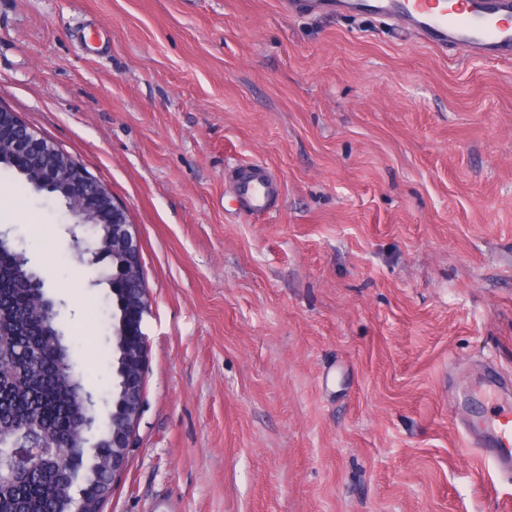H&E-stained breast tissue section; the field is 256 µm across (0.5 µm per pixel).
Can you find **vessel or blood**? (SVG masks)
I'll list each match as a JSON object with an SVG mask.
<instances>
[{
	"label": "vessel or blood",
	"instance_id": "1",
	"mask_svg": "<svg viewBox=\"0 0 512 512\" xmlns=\"http://www.w3.org/2000/svg\"><path fill=\"white\" fill-rule=\"evenodd\" d=\"M303 13L373 15L400 23L435 48L462 46L473 53L512 61V0H287ZM240 212L276 207L280 186L265 165L252 163L229 174ZM470 448L489 470L512 480V406L502 405L482 424L466 429Z\"/></svg>",
	"mask_w": 512,
	"mask_h": 512
}]
</instances>
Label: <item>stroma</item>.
Returning <instances> with one entry per match:
<instances>
[{"instance_id": "stroma-1", "label": "stroma", "mask_w": 512, "mask_h": 512, "mask_svg": "<svg viewBox=\"0 0 512 512\" xmlns=\"http://www.w3.org/2000/svg\"><path fill=\"white\" fill-rule=\"evenodd\" d=\"M0 106L123 204L151 313L102 512H503L463 425L512 376V62L283 0H0ZM270 167V214L225 176ZM0 177L102 393L112 293Z\"/></svg>"}]
</instances>
